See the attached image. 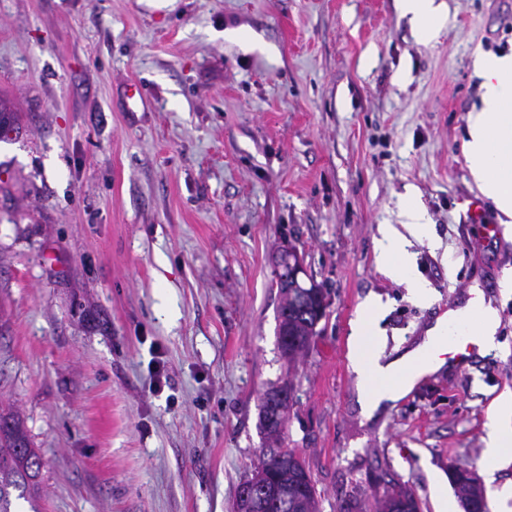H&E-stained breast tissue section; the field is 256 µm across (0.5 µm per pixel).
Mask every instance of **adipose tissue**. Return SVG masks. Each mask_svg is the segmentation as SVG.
Instances as JSON below:
<instances>
[{
  "label": "adipose tissue",
  "instance_id": "obj_1",
  "mask_svg": "<svg viewBox=\"0 0 512 512\" xmlns=\"http://www.w3.org/2000/svg\"><path fill=\"white\" fill-rule=\"evenodd\" d=\"M474 69L482 80V94L480 108L469 116L465 143L468 169L473 181L493 198L498 210L512 218V57L481 53L475 58ZM405 216L403 226H382L377 260L389 277L405 284L415 301L425 302L430 298V289L425 280L414 274L406 246L410 238L429 237L430 226L419 206L406 204ZM381 308L377 299L365 303L352 327L350 343L349 362L357 375L358 391L371 411L382 402L398 401L418 379L442 367V360L431 361L427 355L449 324H465L486 348L493 344L499 327L495 307L471 301L439 318L420 346L382 364L367 350L369 323ZM487 459L492 468L512 460L511 398L502 400L490 418Z\"/></svg>",
  "mask_w": 512,
  "mask_h": 512
}]
</instances>
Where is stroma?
I'll return each instance as SVG.
<instances>
[{"label": "stroma", "instance_id": "1", "mask_svg": "<svg viewBox=\"0 0 512 512\" xmlns=\"http://www.w3.org/2000/svg\"><path fill=\"white\" fill-rule=\"evenodd\" d=\"M425 37L396 0H0V407L43 455V512H231L265 441L262 394L292 387L285 442L319 512H371L386 482L436 512L435 476L488 475L512 395V231L464 144L478 52L512 55V0H443ZM144 89L132 104L127 88ZM413 196L408 247L432 301L377 264ZM481 200L488 223L467 217ZM289 244L329 306L288 362L272 258ZM481 292L494 347L366 413L349 366L364 303L390 361ZM487 448V470L490 474L497 465L512 460L511 398L502 400L490 417Z\"/></svg>", "mask_w": 512, "mask_h": 512}]
</instances>
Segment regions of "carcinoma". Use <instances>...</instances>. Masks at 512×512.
I'll use <instances>...</instances> for the list:
<instances>
[{
	"instance_id": "carcinoma-1",
	"label": "carcinoma",
	"mask_w": 512,
	"mask_h": 512,
	"mask_svg": "<svg viewBox=\"0 0 512 512\" xmlns=\"http://www.w3.org/2000/svg\"><path fill=\"white\" fill-rule=\"evenodd\" d=\"M314 289L301 296L290 288L294 300L279 307V342L283 353L292 360L303 354L319 336L314 313ZM258 463L267 472V487L257 488L246 499L236 497L235 512H318L317 489L304 457L272 441L260 450ZM44 461L38 449L31 447L27 431L19 417L0 412V512H15V501L24 499L31 512H41L37 493ZM449 479L460 498L464 512H486L483 488L476 484L472 470L463 464L450 468ZM419 512L411 492L394 491L375 503L374 512Z\"/></svg>"
}]
</instances>
